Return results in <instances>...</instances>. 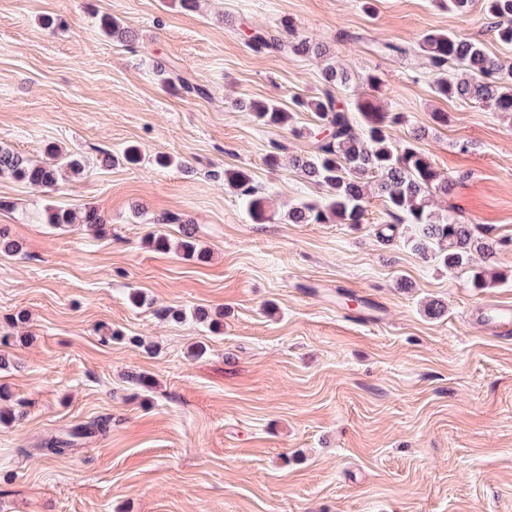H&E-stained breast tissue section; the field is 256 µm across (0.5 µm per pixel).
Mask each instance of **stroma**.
Here are the masks:
<instances>
[{
	"instance_id": "stroma-1",
	"label": "stroma",
	"mask_w": 512,
	"mask_h": 512,
	"mask_svg": "<svg viewBox=\"0 0 512 512\" xmlns=\"http://www.w3.org/2000/svg\"><path fill=\"white\" fill-rule=\"evenodd\" d=\"M106 15L134 40L106 37ZM284 19L352 74L384 73L378 106L401 113L399 135L427 129L420 148L460 178L438 208L502 241L505 282L472 287L405 226L383 241L380 197L358 225L282 220L322 191L267 157L309 151L313 117L268 128L231 102L321 89L319 63L247 46ZM435 29L512 66L482 0L465 15L441 0H0V143L88 160L50 189L0 175V228L22 247L0 251V512H512V333L485 321L512 304V115L437 98L419 58L377 50ZM159 60L207 97L161 83ZM228 169L271 219L250 221ZM87 206L104 234L43 220ZM184 219L205 260L151 246V230L181 240ZM97 418L106 434L41 450Z\"/></svg>"
}]
</instances>
